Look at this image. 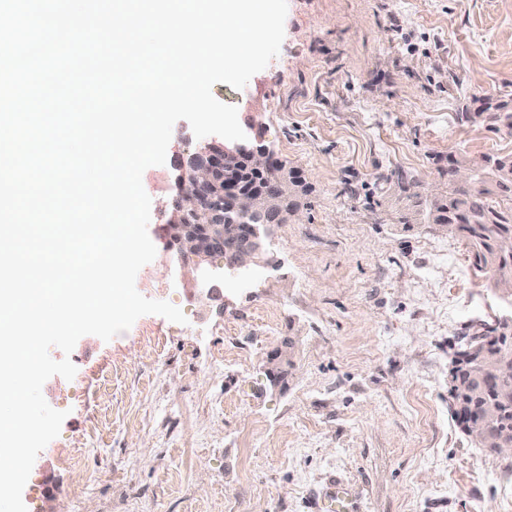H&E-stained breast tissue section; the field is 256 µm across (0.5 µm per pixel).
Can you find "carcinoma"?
<instances>
[{
	"mask_svg": "<svg viewBox=\"0 0 512 512\" xmlns=\"http://www.w3.org/2000/svg\"><path fill=\"white\" fill-rule=\"evenodd\" d=\"M457 120L483 124L512 133V99L480 101L478 110L459 112ZM482 161V174L469 185L454 178L453 168L470 170ZM445 189L432 199L409 192L414 183L404 175L395 185L406 192V204L398 215L400 224H429L448 233L466 246L474 269L490 274L494 287L512 292V208L500 202L512 201V153L482 155L467 152L448 155L443 170ZM283 178V165L261 174H245L244 188L256 183L276 185ZM449 394L454 416L465 430L481 427L484 436L475 440L492 452L512 446V321H504L475 333L466 348V358L450 371Z\"/></svg>",
	"mask_w": 512,
	"mask_h": 512,
	"instance_id": "1",
	"label": "carcinoma"
}]
</instances>
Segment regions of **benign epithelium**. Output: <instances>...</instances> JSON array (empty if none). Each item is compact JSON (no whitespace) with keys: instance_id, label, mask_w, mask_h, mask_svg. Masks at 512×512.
<instances>
[{"instance_id":"1","label":"benign epithelium","mask_w":512,"mask_h":512,"mask_svg":"<svg viewBox=\"0 0 512 512\" xmlns=\"http://www.w3.org/2000/svg\"><path fill=\"white\" fill-rule=\"evenodd\" d=\"M242 159L258 172L280 162L264 143L247 147L211 141L180 164L166 235L190 284L195 283L191 274L219 255L224 256V280H247L265 264L271 228L298 215L283 212L280 202L293 193L290 182H299V175L284 178L272 196L260 185L244 190L237 169Z\"/></svg>"}]
</instances>
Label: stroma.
Listing matches in <instances>:
<instances>
[{"instance_id":"1","label":"stroma","mask_w":512,"mask_h":512,"mask_svg":"<svg viewBox=\"0 0 512 512\" xmlns=\"http://www.w3.org/2000/svg\"><path fill=\"white\" fill-rule=\"evenodd\" d=\"M212 94L306 174L305 205L249 287L225 283L219 258L202 298L162 231L178 161L200 144L175 123L165 165L142 176L157 254L136 288L186 321L79 339L75 377L42 388L66 417L27 512H311L332 476L352 512H512V455L479 448L448 393L465 336L512 300L460 241L398 223L385 181L437 194L448 153L512 152V134L455 119L472 98H512V0H288L278 56Z\"/></svg>"}]
</instances>
